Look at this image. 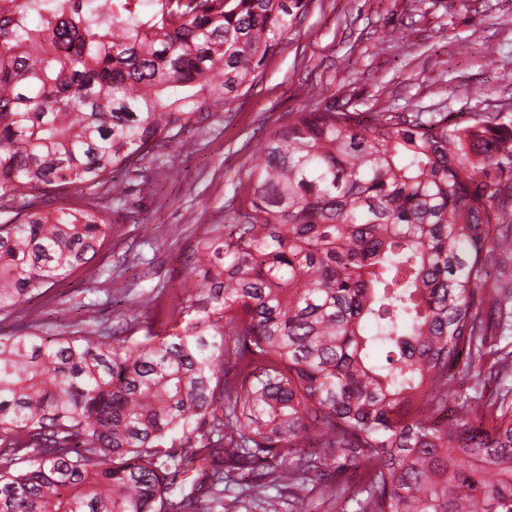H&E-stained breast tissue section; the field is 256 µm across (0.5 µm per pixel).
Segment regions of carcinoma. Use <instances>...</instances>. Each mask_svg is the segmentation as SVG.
<instances>
[{"label": "carcinoma", "instance_id": "carcinoma-1", "mask_svg": "<svg viewBox=\"0 0 512 512\" xmlns=\"http://www.w3.org/2000/svg\"><path fill=\"white\" fill-rule=\"evenodd\" d=\"M310 2L0 0V512H512L501 112H291L147 321L26 307L112 274L96 196L250 89Z\"/></svg>", "mask_w": 512, "mask_h": 512}]
</instances>
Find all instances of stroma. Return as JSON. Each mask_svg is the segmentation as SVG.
<instances>
[{"label": "stroma", "instance_id": "obj_1", "mask_svg": "<svg viewBox=\"0 0 512 512\" xmlns=\"http://www.w3.org/2000/svg\"><path fill=\"white\" fill-rule=\"evenodd\" d=\"M438 112L462 124L481 110L512 113V0H311L299 29L262 67L255 87L214 107L189 146L164 151L166 168L146 164L123 180V200L97 205L112 224L99 263L110 280L87 285L82 271L32 300L58 327L94 329L118 314L144 320L126 294L175 292L192 247L223 223L252 166L254 145L302 108ZM181 227L173 236V227Z\"/></svg>", "mask_w": 512, "mask_h": 512}]
</instances>
